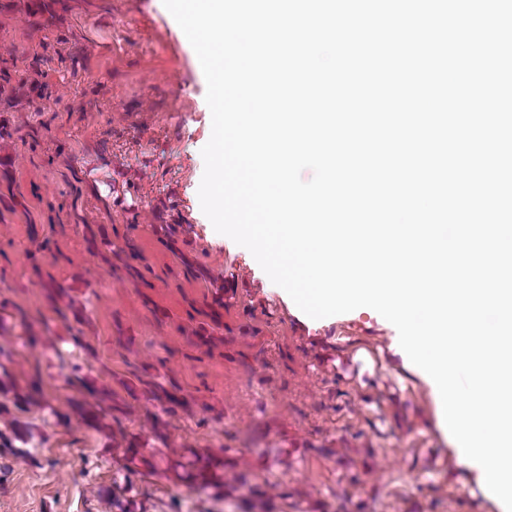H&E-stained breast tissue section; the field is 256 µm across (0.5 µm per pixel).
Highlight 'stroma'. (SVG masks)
<instances>
[{"label": "stroma", "mask_w": 512, "mask_h": 512, "mask_svg": "<svg viewBox=\"0 0 512 512\" xmlns=\"http://www.w3.org/2000/svg\"><path fill=\"white\" fill-rule=\"evenodd\" d=\"M40 2L0 0V68L22 75L0 94V248L10 259L0 290L19 289L20 302L47 312L27 256L63 225L73 264L57 278L78 288L87 335L134 337L112 350L119 373L124 360L163 356L162 338L174 333L166 377L188 399L224 409L220 420L180 414L174 432L230 448L233 477L219 492L129 473L96 433L34 408L27 459L0 456V512H119V499L132 512H498L437 428L430 384L401 356L396 328L369 308L309 318L202 212L207 85L163 0ZM34 81L49 85L50 100L31 91ZM128 224L146 230L106 247L112 227ZM88 226L100 255L85 249ZM132 247L147 258L145 278L127 261ZM228 288L262 305L266 321L233 339L213 332L211 358L194 365L184 354L213 325L204 294ZM367 343L377 367L336 374ZM242 354L264 363L245 370ZM269 395L280 406L260 409Z\"/></svg>", "instance_id": "stroma-1"}]
</instances>
